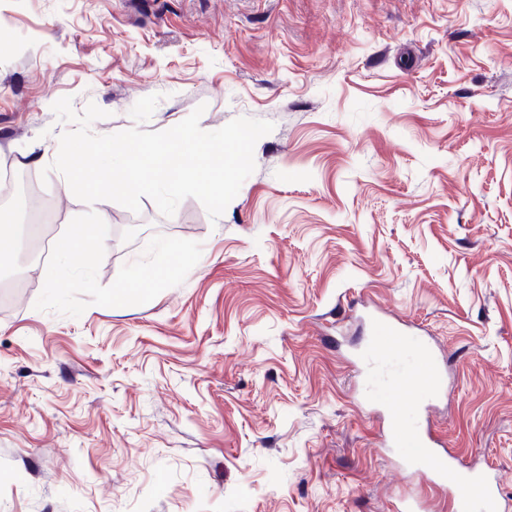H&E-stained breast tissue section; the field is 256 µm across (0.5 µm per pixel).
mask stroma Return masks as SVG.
Wrapping results in <instances>:
<instances>
[{"instance_id":"obj_1","label":"stroma","mask_w":512,"mask_h":512,"mask_svg":"<svg viewBox=\"0 0 512 512\" xmlns=\"http://www.w3.org/2000/svg\"><path fill=\"white\" fill-rule=\"evenodd\" d=\"M274 129L218 220L65 193L68 126ZM0 512H393L424 495L361 406L368 299L450 360L431 420L512 503V0H0ZM90 225L62 284L31 262Z\"/></svg>"}]
</instances>
